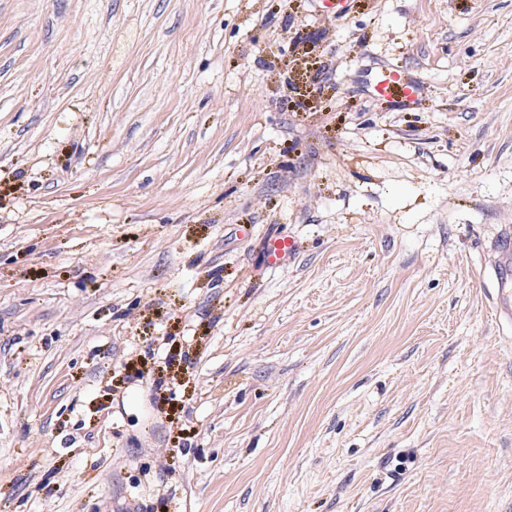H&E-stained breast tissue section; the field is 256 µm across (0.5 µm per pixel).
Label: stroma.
I'll return each mask as SVG.
<instances>
[{"label":"stroma","mask_w":512,"mask_h":512,"mask_svg":"<svg viewBox=\"0 0 512 512\" xmlns=\"http://www.w3.org/2000/svg\"><path fill=\"white\" fill-rule=\"evenodd\" d=\"M508 226L512 0H0V512H512ZM371 93L380 100L410 108L420 100L421 86L406 72L389 67L377 76L371 86ZM298 251V245L294 240L279 238L271 240L266 246V256L270 264L278 265Z\"/></svg>","instance_id":"stroma-1"}]
</instances>
